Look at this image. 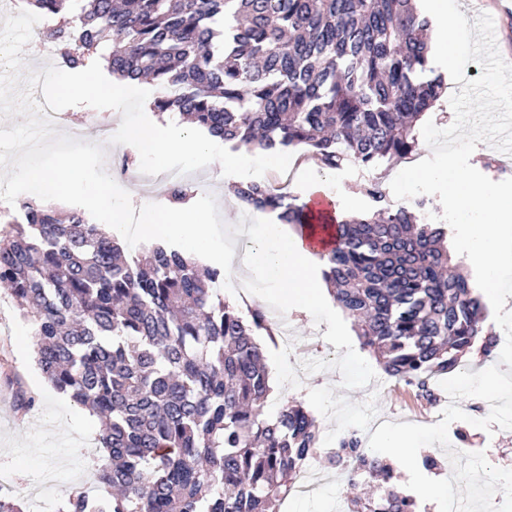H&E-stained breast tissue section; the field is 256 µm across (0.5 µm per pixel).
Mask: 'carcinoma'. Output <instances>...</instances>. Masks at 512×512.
<instances>
[{
	"label": "carcinoma",
	"instance_id": "obj_1",
	"mask_svg": "<svg viewBox=\"0 0 512 512\" xmlns=\"http://www.w3.org/2000/svg\"><path fill=\"white\" fill-rule=\"evenodd\" d=\"M418 0H20L59 16L48 36L63 66L104 56L112 74L149 80L176 108L235 149L303 146L323 168L372 169L418 145L415 123L447 89L431 67ZM369 216L323 231L333 299L385 373L430 400V381L497 338L484 304L452 264L444 227L419 224L375 180ZM256 209L304 233L314 216L294 195L258 183L237 189ZM0 234V284L35 336L41 374L102 421L103 492L73 491L59 512H276L319 448L315 417L287 402L269 420V373L258 336L277 326L261 307L242 312L208 269L162 244L128 259L101 225L24 202ZM354 431L347 483L376 472ZM377 498L403 512L408 497Z\"/></svg>",
	"mask_w": 512,
	"mask_h": 512
}]
</instances>
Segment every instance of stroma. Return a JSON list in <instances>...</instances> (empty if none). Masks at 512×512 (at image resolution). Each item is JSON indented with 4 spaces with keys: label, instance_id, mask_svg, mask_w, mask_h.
<instances>
[{
    "label": "stroma",
    "instance_id": "obj_1",
    "mask_svg": "<svg viewBox=\"0 0 512 512\" xmlns=\"http://www.w3.org/2000/svg\"><path fill=\"white\" fill-rule=\"evenodd\" d=\"M417 147L409 157L365 170L354 166L326 170L337 195L352 197L358 214L372 208L362 187L375 179L389 186L411 162L425 157ZM216 225L256 224L257 211L235 206L231 191L214 184L206 194ZM349 335L341 342L339 334ZM353 322L344 313L328 320L318 308L285 318L289 350L276 339L262 348L279 365V397L268 400L266 418H275L284 401L301 402L320 422V435L335 441L356 430L361 440L373 432L372 421L431 425L440 422L442 406L417 399L404 383L384 378L381 365L354 338ZM31 327L14 300L0 286V493L20 499L27 512H59L73 489L96 493L94 470L101 425L85 408L59 393L43 377L34 359ZM453 448L485 452L495 467H512V430L487 433L462 421L449 427ZM324 482L308 498L292 502L288 512H332L337 498L350 489L323 468Z\"/></svg>",
    "mask_w": 512,
    "mask_h": 512
}]
</instances>
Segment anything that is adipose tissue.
Returning a JSON list of instances; mask_svg holds the SVG:
<instances>
[{
  "label": "adipose tissue",
  "mask_w": 512,
  "mask_h": 512,
  "mask_svg": "<svg viewBox=\"0 0 512 512\" xmlns=\"http://www.w3.org/2000/svg\"><path fill=\"white\" fill-rule=\"evenodd\" d=\"M116 139L137 160L159 169L167 168L171 158L178 157L188 164L211 161L215 180L227 185H244L254 177L252 153L225 151L222 139L201 132L195 124L177 115L152 117L130 127L120 126ZM18 175L42 196H68L80 203L88 219L118 229L126 224L129 210H137L136 233L141 241H178L186 257L220 264L232 275L238 267H245L251 287L268 288L281 311L324 304V266L315 249L308 247L295 230L277 218L250 225L249 246L241 250L232 243L215 241L208 224V208L200 195L171 205L140 197L132 191L117 203L110 194L107 176L91 180L77 167L49 170L24 166Z\"/></svg>",
  "instance_id": "1"
}]
</instances>
